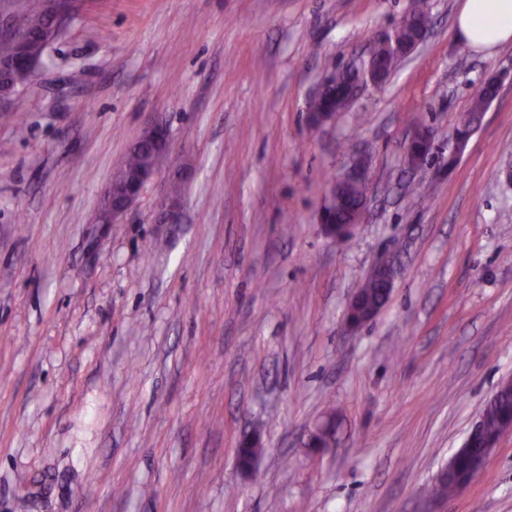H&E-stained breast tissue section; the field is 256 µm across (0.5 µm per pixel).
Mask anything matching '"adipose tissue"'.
<instances>
[{"label": "adipose tissue", "instance_id": "adipose-tissue-1", "mask_svg": "<svg viewBox=\"0 0 512 512\" xmlns=\"http://www.w3.org/2000/svg\"><path fill=\"white\" fill-rule=\"evenodd\" d=\"M458 40L478 51L512 43V0H462L454 24Z\"/></svg>", "mask_w": 512, "mask_h": 512}]
</instances>
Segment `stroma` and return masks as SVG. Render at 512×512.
Returning <instances> with one entry per match:
<instances>
[{"instance_id":"stroma-1","label":"stroma","mask_w":512,"mask_h":512,"mask_svg":"<svg viewBox=\"0 0 512 512\" xmlns=\"http://www.w3.org/2000/svg\"><path fill=\"white\" fill-rule=\"evenodd\" d=\"M412 3L86 0L66 24L0 108V512H422L512 378V46L466 47L460 0H425L431 29L386 84L307 120L326 65ZM491 75L499 95L449 164ZM150 120L167 162L98 223ZM423 126L434 147L411 169ZM356 153L368 206L338 242L320 215ZM384 258L392 293L348 330ZM328 413L335 444L308 448ZM438 509L512 512V432ZM433 134L425 135L423 130L415 131L406 144L407 160L411 165H420L423 157L431 153L433 148ZM421 143L422 148L417 150L415 147ZM420 152L416 154L414 152Z\"/></svg>"}]
</instances>
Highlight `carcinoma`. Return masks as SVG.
<instances>
[{"mask_svg": "<svg viewBox=\"0 0 512 512\" xmlns=\"http://www.w3.org/2000/svg\"><path fill=\"white\" fill-rule=\"evenodd\" d=\"M428 16V13L421 7L416 6L410 12V20L394 29L393 40L399 44H406L413 40V24L421 17ZM22 36L21 42L12 45L0 44V58L11 57L16 51L21 50L31 58L42 61L48 47L57 40L52 34L50 22L43 12L42 0H28L26 14L23 24L19 30ZM401 59L396 57L394 47L374 44L370 53L369 68L359 71L350 68L336 71V86L324 97L310 103L313 112H342L349 100V89L355 82H366L370 78H378L386 82ZM489 99V90L485 89L476 94L471 107L460 128L471 132L479 124L483 112L486 110V102ZM161 155L151 148L142 145L130 149L124 162L123 176L131 178L138 171L159 163ZM366 187L360 185L338 186L335 192L334 210L335 223H348L349 211L365 199ZM360 293L364 304L373 305L384 299L383 289L373 280H367L361 287ZM512 418V389L504 387L501 390L497 404L486 412V431L497 432L504 420ZM484 453V448L475 445L465 448L453 459V468L459 474L470 472L478 463Z\"/></svg>", "mask_w": 512, "mask_h": 512, "instance_id": "cac0c4a2", "label": "carcinoma"}]
</instances>
